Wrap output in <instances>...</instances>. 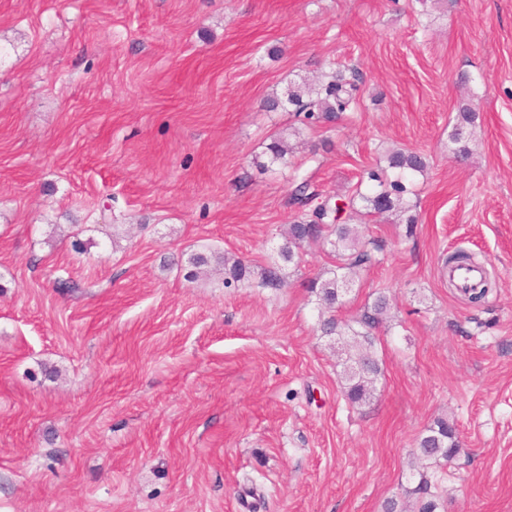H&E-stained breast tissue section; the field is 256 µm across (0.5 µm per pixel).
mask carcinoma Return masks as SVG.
<instances>
[{"label":"carcinoma","mask_w":512,"mask_h":512,"mask_svg":"<svg viewBox=\"0 0 512 512\" xmlns=\"http://www.w3.org/2000/svg\"><path fill=\"white\" fill-rule=\"evenodd\" d=\"M361 84L358 69H338L316 83L291 86L285 98H270L265 107L270 111L290 112L295 122L303 126L334 123L344 114L358 110ZM477 119V111L471 103L458 106L449 134L455 154H469L468 141ZM287 154L288 148L281 138H275L267 145V163L271 166L287 164ZM384 162L385 166L369 169L362 175L352 195L334 203L322 195L309 179H301L289 196V204L298 210V215L289 225L286 241L279 246L276 257L258 273L241 260L223 263L224 287L246 285L273 292L286 286V268L299 264L297 248L301 244L322 241L330 245L336 265L328 276L312 280L309 288L318 298L323 312L327 313L320 323L322 333L346 340L343 393L352 405H362L371 399L374 383L382 373L379 359L372 354L375 347L372 330L381 323L389 300L383 292H376L355 323L336 318V309L344 305L345 296L356 284L357 274L375 262L374 252L379 250L376 244L367 248V242L361 239L356 225L347 223V220L393 211L406 212L407 233H413L418 217L412 213L406 195L412 193L414 178L424 174L429 166L426 155L409 149L386 152ZM363 184L366 185L364 190L361 189ZM217 259L219 256L214 250L205 248L192 254L188 263L197 276ZM418 453L425 461L455 458L460 453L455 425L444 418L435 420L419 439ZM431 488L427 476L420 475L412 490L420 503L419 512H436L437 503Z\"/></svg>","instance_id":"cac0c4a2"}]
</instances>
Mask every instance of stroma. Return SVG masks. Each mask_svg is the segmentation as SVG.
Instances as JSON below:
<instances>
[{
	"instance_id": "stroma-1",
	"label": "stroma",
	"mask_w": 512,
	"mask_h": 512,
	"mask_svg": "<svg viewBox=\"0 0 512 512\" xmlns=\"http://www.w3.org/2000/svg\"><path fill=\"white\" fill-rule=\"evenodd\" d=\"M339 63L364 78L342 122L264 110ZM274 135L291 165L264 171ZM392 146L429 167L414 230L361 221L379 262L341 317L392 308L353 407L306 288L328 247L274 293L167 259L264 266L293 179L342 197ZM460 249L482 303L443 273ZM441 417L462 452L428 465ZM422 470L436 512H512V0H0V512H413ZM478 114L471 103H462L457 108L455 123L449 134V141L454 147L452 151L460 156L469 154L468 141L473 133Z\"/></svg>"
}]
</instances>
